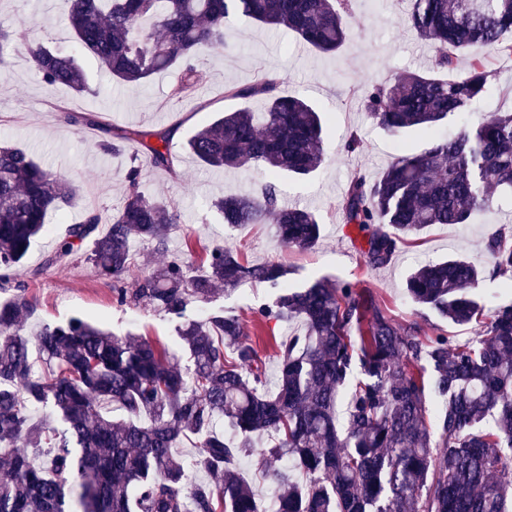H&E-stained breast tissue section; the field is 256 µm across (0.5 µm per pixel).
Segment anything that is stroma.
Here are the masks:
<instances>
[{
  "label": "stroma",
  "instance_id": "1",
  "mask_svg": "<svg viewBox=\"0 0 512 512\" xmlns=\"http://www.w3.org/2000/svg\"><path fill=\"white\" fill-rule=\"evenodd\" d=\"M407 7L408 0H351L349 37L333 54L302 45L286 29L272 31L235 21L231 45H216L204 52L199 61L203 82L191 98L182 101L170 97L175 80L170 72L154 75L143 86H119L92 57L85 56L81 64L93 91L79 96L64 87L47 86L24 55L6 56L0 68V141L26 148L40 163L83 189L78 206L50 215L47 231L30 249L18 278L24 297L34 308L29 330L79 315L119 336L132 332L160 341L175 362H187L168 317L154 309L117 303L111 282L96 275L84 252H77L65 266L41 267L68 225L82 221L90 210L108 214L120 208L130 164L129 152L99 150L100 132L67 124L63 113L70 110L111 117L119 127L171 131V150L179 159L177 176L145 162L140 179L144 194L171 199L180 214L168 253H186L199 261L212 247L229 246L254 263L286 265L288 282L294 286L322 276L354 284L375 295L398 324L418 323L424 335L442 329L462 340L471 336L472 328L440 320L415 305L405 292V279L411 270L450 255L486 263L484 239L494 227L512 228V207L481 214L464 226L426 228L416 243L400 247L391 263L380 269L365 264L363 235L344 223L337 207L354 171L374 177L394 158V137L369 118L360 101L364 86L393 82L400 73L422 71L432 63V45L401 23ZM0 21L10 26L21 21L31 24L33 37L52 48L69 46L71 41L66 0H0ZM489 68L490 88L471 116L475 123L512 110V58L491 57ZM266 74L277 76L280 91L317 104L328 119L324 166L310 179H286L278 184L280 202L310 208L319 218L322 237L309 251L285 248L267 224L226 227L210 207L212 198L228 192L260 193L264 175L252 170L206 169L185 149L187 139L221 112L244 105L260 110L259 100L241 103L225 97L224 88L251 84ZM353 134L362 147L349 153L344 143ZM271 299L269 288L246 284L216 301L217 306L243 318L252 343L268 357L275 353L276 340L300 328L296 321L256 322L254 308Z\"/></svg>",
  "mask_w": 512,
  "mask_h": 512
}]
</instances>
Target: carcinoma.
<instances>
[{
	"mask_svg": "<svg viewBox=\"0 0 512 512\" xmlns=\"http://www.w3.org/2000/svg\"><path fill=\"white\" fill-rule=\"evenodd\" d=\"M69 3L71 48L32 42L0 22V60L23 52L45 84L77 95L91 92L79 62L87 53L116 82L171 71V96H190L200 84L199 57L229 44L234 18L283 27L322 53L348 38V0ZM402 23L433 45V65L365 88L362 101L381 127L414 130L427 147L412 154L398 144L383 173L355 172L339 201L345 223L365 233L372 268L388 265L424 229L469 224L512 195V112L466 123L489 84L488 56L512 57V0H410ZM278 85L266 74L225 87L228 98H262L264 111L224 112L187 141V151L210 168L253 167L270 177L318 170L323 120ZM450 117L461 128L443 136ZM67 120L99 126L103 151L135 152L121 208L69 225L44 266L64 265L87 245L86 262L112 282L119 304L150 306L176 323L192 367L170 364L158 341L120 337L81 317L28 333L23 320L33 307L20 294L0 299V512H266L237 469L257 438L269 443L259 472L277 489V512H512V304L485 316L475 292L487 274L512 282L511 230L485 238V269L450 257L406 279L415 304L455 325L477 323L466 342L442 331L423 340L418 324L396 323L349 282L321 277L294 288L283 264L251 263L227 246L213 247L195 275L187 258L174 256L128 288L134 244L165 252L178 223L173 201L139 190L136 165L142 153L177 175L171 133L88 115ZM80 198L75 182L20 147L0 145V291L20 274L49 212ZM213 207L231 228L273 221L288 248L309 250L321 237L315 214L281 205L270 184L259 196L227 193ZM247 283L275 291L272 303L255 309L259 319L302 326L277 342L272 390L239 316L221 309L186 317L191 303L211 301L219 287ZM190 436L195 451L185 459L179 446ZM281 459L287 465H275Z\"/></svg>",
	"mask_w": 512,
	"mask_h": 512,
	"instance_id": "cac0c4a2",
	"label": "carcinoma"
}]
</instances>
